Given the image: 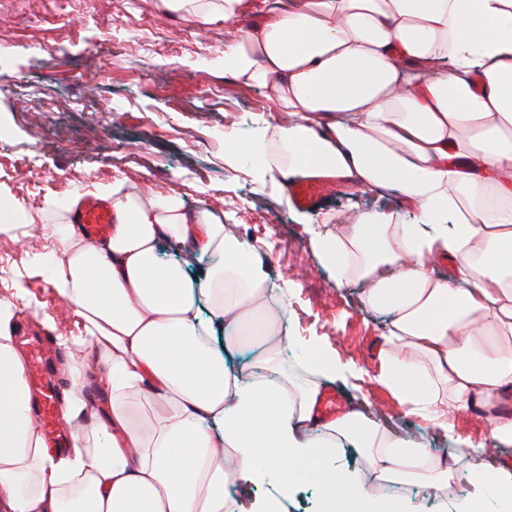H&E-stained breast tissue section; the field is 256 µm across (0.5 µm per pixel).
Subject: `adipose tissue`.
Returning a JSON list of instances; mask_svg holds the SVG:
<instances>
[{"instance_id":"ef3b65f1","label":"adipose tissue","mask_w":512,"mask_h":512,"mask_svg":"<svg viewBox=\"0 0 512 512\" xmlns=\"http://www.w3.org/2000/svg\"><path fill=\"white\" fill-rule=\"evenodd\" d=\"M191 17H240L244 0H161ZM224 72L269 88L277 122L237 145L257 188L321 177L393 190L401 208L356 211L334 226L305 215L334 283L361 284L363 312L389 314L375 380L407 414L460 450L456 466L352 410L322 424L324 384L358 374L316 336L282 334L289 289L255 247L178 195L103 187L114 224L79 237L78 199H51V283L104 360L106 417L74 393L61 408L71 444L56 452L31 411L26 363L0 300V512H290L291 470L321 489L323 512H403L386 485L444 495L454 512H512V0H290L224 44ZM181 259L158 255L162 242ZM450 261L447 277L433 273ZM202 265V281L189 267ZM263 355L243 379L228 357ZM298 350L301 376L280 367ZM485 413L475 440L458 418ZM353 442L366 468L336 458Z\"/></svg>"}]
</instances>
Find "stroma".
I'll return each instance as SVG.
<instances>
[{
  "label": "stroma",
  "instance_id": "1",
  "mask_svg": "<svg viewBox=\"0 0 512 512\" xmlns=\"http://www.w3.org/2000/svg\"><path fill=\"white\" fill-rule=\"evenodd\" d=\"M246 3L245 14L227 23L163 13L159 0H0V200L41 214L47 199L74 196L75 173L88 195L124 180L145 193L177 194L190 211L210 207L261 253H272L275 285L297 288L289 334L324 337L337 356L363 369L341 388L348 402L368 400L401 436L420 439L425 423L404 414L373 379L382 317L361 313L360 288L336 287L316 264L302 211L280 202L281 188L258 193L224 160L225 129L274 118L268 90L237 86L220 63L230 34L263 16L264 0ZM66 13L74 25L62 24ZM382 204L340 183L320 209L338 224L355 209ZM254 211L269 225L251 224ZM53 246L41 222L0 236V299L16 305L23 355L41 343L62 400L73 389L63 363L85 329L31 263Z\"/></svg>",
  "mask_w": 512,
  "mask_h": 512
}]
</instances>
